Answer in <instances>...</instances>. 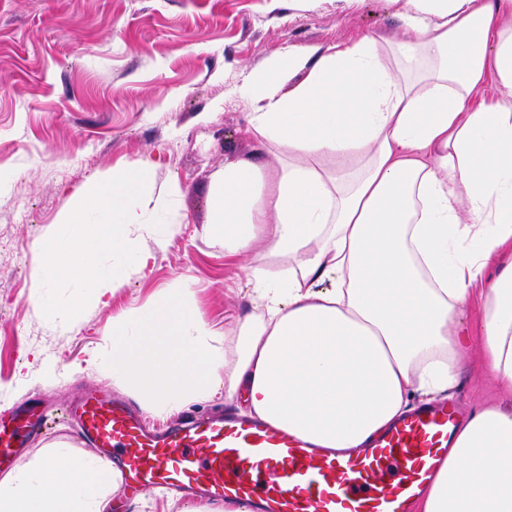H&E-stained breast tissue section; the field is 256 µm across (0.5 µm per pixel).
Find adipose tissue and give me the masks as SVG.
I'll use <instances>...</instances> for the list:
<instances>
[{"instance_id": "obj_1", "label": "adipose tissue", "mask_w": 512, "mask_h": 512, "mask_svg": "<svg viewBox=\"0 0 512 512\" xmlns=\"http://www.w3.org/2000/svg\"><path fill=\"white\" fill-rule=\"evenodd\" d=\"M399 18L401 39L289 50L251 71L252 130L292 162L225 166L209 232L255 255L259 311L219 334L169 288L114 319L98 363L145 409L220 392L319 447H362L414 392L452 387L480 284L482 362L512 391V0H404ZM491 79L508 97L476 102ZM347 156L354 169L328 167ZM119 479L54 445L0 477V512H112ZM419 512H512V407L459 425Z\"/></svg>"}]
</instances>
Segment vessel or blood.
<instances>
[{
	"label": "vessel or blood",
	"mask_w": 512,
	"mask_h": 512,
	"mask_svg": "<svg viewBox=\"0 0 512 512\" xmlns=\"http://www.w3.org/2000/svg\"><path fill=\"white\" fill-rule=\"evenodd\" d=\"M73 415L101 462L118 463L121 491L175 488L216 504L249 502L254 512H412L459 420L455 406H420L368 447L335 453L230 410L190 414L153 432L130 404L99 394L79 401ZM47 420L35 408L1 412L0 466Z\"/></svg>",
	"instance_id": "b4317fda"
}]
</instances>
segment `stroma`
Segmentation results:
<instances>
[{
  "mask_svg": "<svg viewBox=\"0 0 512 512\" xmlns=\"http://www.w3.org/2000/svg\"><path fill=\"white\" fill-rule=\"evenodd\" d=\"M398 10L397 0H0V407L38 400L50 412L43 437L18 449L16 464L59 442L90 455L66 411L102 391L125 397L93 360L109 348L113 317L181 283L215 329L252 312L246 257L225 254L208 233L213 190L228 164L277 167L289 158L255 138L240 88L289 49L399 39ZM135 160L152 169L147 218L177 232L155 247L151 274L127 272L108 305H87L71 327L51 326L36 305L39 241L89 186ZM479 317L475 298L450 392L466 415L512 400L479 364Z\"/></svg>",
  "mask_w": 512,
  "mask_h": 512,
  "instance_id": "35a3bbf8",
  "label": "stroma"
}]
</instances>
